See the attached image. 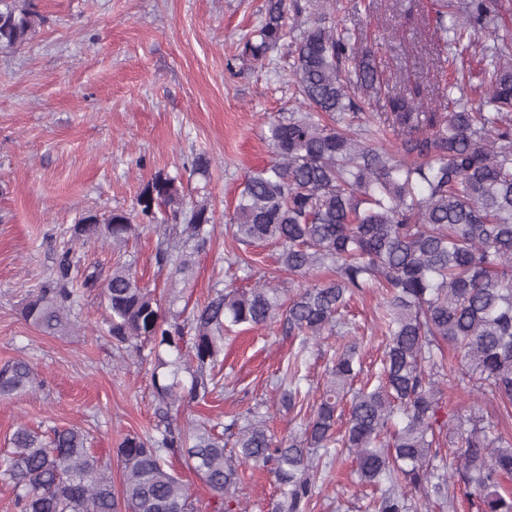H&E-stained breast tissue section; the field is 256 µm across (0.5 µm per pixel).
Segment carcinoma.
I'll return each instance as SVG.
<instances>
[{"instance_id":"carcinoma-1","label":"carcinoma","mask_w":512,"mask_h":512,"mask_svg":"<svg viewBox=\"0 0 512 512\" xmlns=\"http://www.w3.org/2000/svg\"><path fill=\"white\" fill-rule=\"evenodd\" d=\"M260 12L239 57L263 63L288 30L303 24L287 45L300 106L268 122L272 160L247 175L228 223L247 249L278 245L283 270L307 283L296 290L267 280L215 288L183 320L163 312L129 260H115L106 276L95 266L85 270L81 288H103L107 333L117 350L153 344L152 383L165 414L222 389L215 367L224 335L280 319L299 347L275 385L288 410L303 408L304 352L348 326L350 301L368 288L381 289L378 371L354 387L362 372L359 347L343 346L330 358L329 379L299 433L274 437L266 416L249 407L224 425L236 438L233 453L206 421L188 430L169 423L155 435L129 434L116 451L118 490L111 465L91 454L80 429H55L45 439L20 425L0 461V481L13 488L17 512H239L234 493L242 468L261 463L279 485L268 512H310L319 493L320 450L338 442L355 457L360 480L373 487L366 512H420L418 495L453 509L450 485L457 481L476 512H512V493L504 487L512 477L509 434L497 422L450 429L438 417L441 378L489 394L512 413V43L482 57L493 111L453 97L464 85L459 79L446 88L448 106L432 108L417 86L384 87L372 49L336 23V0H263ZM498 18L499 0H440L435 34L448 43L446 62L456 65L473 47L471 32L494 27ZM39 23L30 0H8L0 9V47L23 45ZM373 99L383 100V111L365 110ZM137 204L134 214L86 216L74 236L122 248L146 224L169 238V221L183 204L175 179L156 174ZM211 222L207 203L195 204L178 241L205 247ZM170 260L177 273L191 267L188 258L159 252L158 262ZM326 266L334 277L314 278ZM72 267L67 249L56 278L24 309L44 333L68 325L80 293L72 287ZM32 390L27 362L0 366V399ZM447 447L456 461L450 473L436 464ZM169 453L203 479L211 494L205 505L168 470Z\"/></svg>"}]
</instances>
